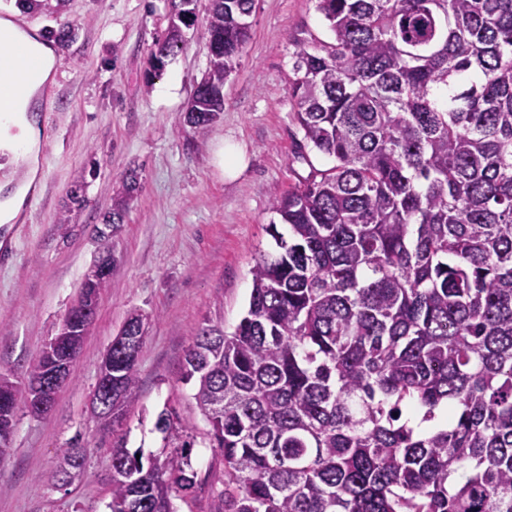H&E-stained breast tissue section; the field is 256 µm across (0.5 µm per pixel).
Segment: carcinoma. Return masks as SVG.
I'll return each instance as SVG.
<instances>
[{"mask_svg": "<svg viewBox=\"0 0 512 512\" xmlns=\"http://www.w3.org/2000/svg\"><path fill=\"white\" fill-rule=\"evenodd\" d=\"M176 0L155 52L179 47ZM255 0H211L210 66L186 112L206 129ZM329 41L295 44L298 156L332 161L272 200L288 234L251 270L245 315L191 337L182 380L221 451L220 512H512V0H317ZM112 190L117 233L138 190ZM110 279L85 277L69 312ZM112 339V421L137 359ZM78 354L79 338L52 337ZM29 392L0 375V393ZM166 451L112 446L109 512H173L195 488L193 426ZM86 448L60 449L62 485Z\"/></svg>", "mask_w": 512, "mask_h": 512, "instance_id": "obj_1", "label": "carcinoma"}]
</instances>
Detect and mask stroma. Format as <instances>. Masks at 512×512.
I'll return each mask as SVG.
<instances>
[{
    "mask_svg": "<svg viewBox=\"0 0 512 512\" xmlns=\"http://www.w3.org/2000/svg\"><path fill=\"white\" fill-rule=\"evenodd\" d=\"M210 0H197L183 43L160 69L151 49L168 27L171 0H62L54 13L19 9L0 0V14L31 20L43 35L71 31L55 45L50 78L28 118L38 131L30 149L36 177L21 161L0 177V203L23 193L12 219L0 222V372L23 379L30 362L55 336L94 259L110 251L109 288L90 334L51 414L18 409L12 451L0 466V512H107L112 460L119 437L129 447L159 452L154 428L163 409L194 425V491L174 497L175 512H217L224 488L219 449L210 447L192 389L181 378L191 336L203 327L233 331L252 290L251 270L272 251L275 195L287 192L309 165L327 157H297L302 132L289 92L294 50L303 39H330L316 0H255L250 38L224 84V111L206 130L185 118L209 69ZM176 86L164 90L168 80ZM239 146L248 164L225 177L218 152ZM138 170L140 189L117 234L99 235L112 209L113 186ZM81 188L87 207H70ZM148 318L138 357L139 398L114 432L101 429L88 398L102 357L131 310ZM87 448L79 483L53 478L59 450L73 437Z\"/></svg>",
    "mask_w": 512,
    "mask_h": 512,
    "instance_id": "35a3bbf8",
    "label": "stroma"
}]
</instances>
